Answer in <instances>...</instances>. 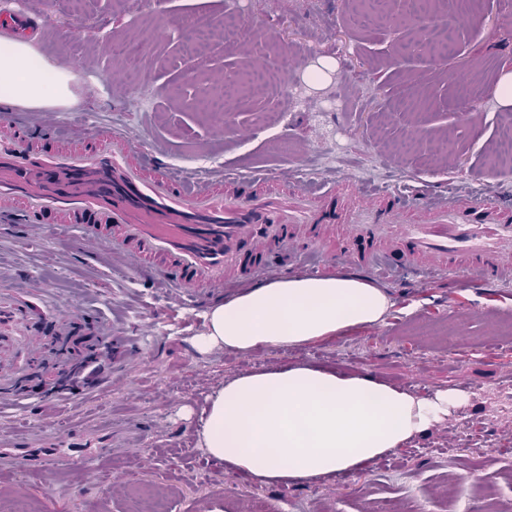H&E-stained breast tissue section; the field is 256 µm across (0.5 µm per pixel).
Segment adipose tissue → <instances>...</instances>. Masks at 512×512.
<instances>
[{
	"instance_id": "adipose-tissue-1",
	"label": "adipose tissue",
	"mask_w": 512,
	"mask_h": 512,
	"mask_svg": "<svg viewBox=\"0 0 512 512\" xmlns=\"http://www.w3.org/2000/svg\"><path fill=\"white\" fill-rule=\"evenodd\" d=\"M74 75L31 43L0 37V103L74 107ZM379 288L344 276L292 277L267 283L208 314L194 346L247 352L297 347L357 325L383 321ZM464 401L456 391L412 396L368 375L308 364L243 375L208 396L199 447L213 461L261 484H286L365 469L385 453L443 421Z\"/></svg>"
}]
</instances>
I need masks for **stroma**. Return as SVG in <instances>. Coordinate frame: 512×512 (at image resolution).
I'll return each instance as SVG.
<instances>
[{
  "label": "stroma",
  "instance_id": "obj_1",
  "mask_svg": "<svg viewBox=\"0 0 512 512\" xmlns=\"http://www.w3.org/2000/svg\"><path fill=\"white\" fill-rule=\"evenodd\" d=\"M40 27L32 43L64 58L81 101L55 128L44 109H15L14 123L46 146L78 148L97 130L124 128L170 166L334 173L349 194L358 183L423 195L476 186L512 199V164L492 149L512 107L495 96L512 73V0H388L389 16L363 19L367 0H0ZM231 23L204 56L186 52L190 22ZM449 29L457 52L418 56L412 41ZM283 73L247 101L201 106L203 87ZM126 254L100 241L87 253L80 232L45 225L27 239L0 223V289L42 288L53 321L40 323L37 361L24 386L0 397V434L32 441L100 425H145L92 467L17 466L0 461V512H128L137 485L167 490L168 512H441L455 493L460 512H482L488 493L512 501V283L469 288L418 271L371 278L391 307L377 324L351 327L298 347L197 352L211 308L250 290L230 276L223 293L190 307L178 289L122 272ZM69 335L66 359L48 352L56 321ZM121 339L122 367L85 370L78 390H58L91 345ZM294 363L369 375L418 397L456 389L463 404L367 468L304 484L261 485L208 460L197 446L209 394L247 372Z\"/></svg>",
  "mask_w": 512,
  "mask_h": 512
}]
</instances>
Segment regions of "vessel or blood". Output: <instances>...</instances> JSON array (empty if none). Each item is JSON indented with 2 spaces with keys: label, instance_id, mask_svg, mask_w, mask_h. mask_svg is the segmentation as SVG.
<instances>
[{
  "label": "vessel or blood",
  "instance_id": "1",
  "mask_svg": "<svg viewBox=\"0 0 512 512\" xmlns=\"http://www.w3.org/2000/svg\"><path fill=\"white\" fill-rule=\"evenodd\" d=\"M120 130L100 136L89 148L49 149L19 128L0 122V221L28 225H77L87 241L108 230L112 246L135 258L155 256L158 283L182 289L197 303L222 289L230 273L257 276L272 269L279 250L321 223L318 194L332 196L333 177L308 178L293 196L252 195L249 185L266 173L224 174V191L211 187L207 172L149 174L150 163L133 164ZM381 211L344 206L339 253L322 238L309 240V274L322 262L348 271L396 273L419 264L447 273L471 288H495L512 281V209L485 196L460 205L444 193L407 204L395 191ZM40 289L0 292V394L22 373L12 351L29 344L33 328L27 310L40 306ZM112 444V434L91 430L68 442L48 437L34 444L20 435L0 442V456L24 464L91 458Z\"/></svg>",
  "mask_w": 512,
  "mask_h": 512
}]
</instances>
